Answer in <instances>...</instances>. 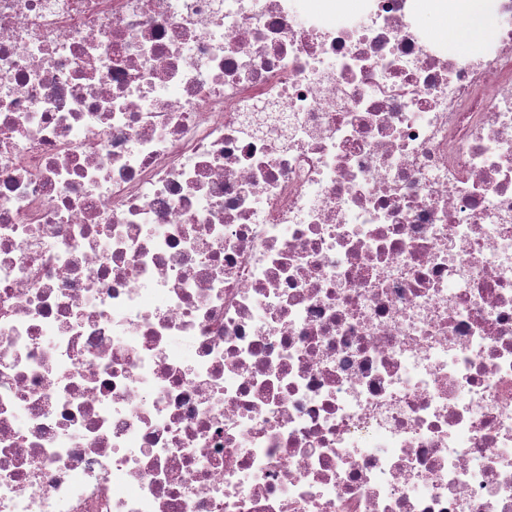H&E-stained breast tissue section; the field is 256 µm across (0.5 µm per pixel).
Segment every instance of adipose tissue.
Wrapping results in <instances>:
<instances>
[{
	"mask_svg": "<svg viewBox=\"0 0 512 512\" xmlns=\"http://www.w3.org/2000/svg\"><path fill=\"white\" fill-rule=\"evenodd\" d=\"M418 16L432 20L435 34L463 45H477L495 27L494 0H418Z\"/></svg>",
	"mask_w": 512,
	"mask_h": 512,
	"instance_id": "1",
	"label": "adipose tissue"
}]
</instances>
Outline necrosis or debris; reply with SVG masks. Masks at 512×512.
Here are the masks:
<instances>
[{"instance_id": "4bbe7bcc", "label": "necrosis or debris", "mask_w": 512, "mask_h": 512, "mask_svg": "<svg viewBox=\"0 0 512 512\" xmlns=\"http://www.w3.org/2000/svg\"><path fill=\"white\" fill-rule=\"evenodd\" d=\"M0 0V512H512V0ZM494 1L419 0L418 18L422 22L432 20L437 37L448 36L459 44L478 45L495 32Z\"/></svg>"}]
</instances>
